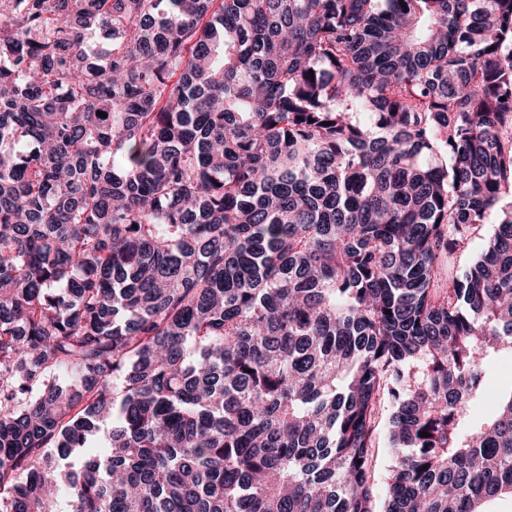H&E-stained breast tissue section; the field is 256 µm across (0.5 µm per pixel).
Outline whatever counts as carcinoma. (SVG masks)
I'll use <instances>...</instances> for the list:
<instances>
[{
    "mask_svg": "<svg viewBox=\"0 0 512 512\" xmlns=\"http://www.w3.org/2000/svg\"><path fill=\"white\" fill-rule=\"evenodd\" d=\"M509 195L512 0H0V512L512 497ZM495 222L496 215L495 212L492 211L488 216L487 224H483L481 229L474 234L465 248L459 251L455 261V269L458 273H462V271L469 266L474 258L483 252L489 237L494 232ZM489 381L499 390L510 388L512 383V358L503 357L489 361L486 364ZM382 420L376 432V447L378 448L377 459L375 462V480H374V500L375 511L380 512L383 507V500L385 495V482L388 471L394 463V456L391 449L388 448V419L392 411L387 401L381 404Z\"/></svg>",
    "mask_w": 512,
    "mask_h": 512,
    "instance_id": "1",
    "label": "carcinoma"
}]
</instances>
